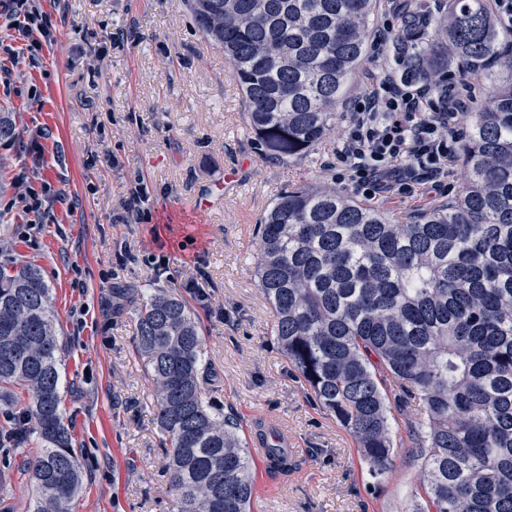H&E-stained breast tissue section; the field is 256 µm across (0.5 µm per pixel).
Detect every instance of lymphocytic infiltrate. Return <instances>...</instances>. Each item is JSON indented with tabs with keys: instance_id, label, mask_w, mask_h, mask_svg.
<instances>
[{
	"instance_id": "1",
	"label": "lymphocytic infiltrate",
	"mask_w": 512,
	"mask_h": 512,
	"mask_svg": "<svg viewBox=\"0 0 512 512\" xmlns=\"http://www.w3.org/2000/svg\"><path fill=\"white\" fill-rule=\"evenodd\" d=\"M8 11L20 39H50V14L28 0H10ZM427 67L415 55L391 64L376 53L369 58V86L344 112L341 134L323 162L365 199L409 202L423 193L442 195L457 177L464 135L459 119L474 97L452 81L437 93L417 83Z\"/></svg>"
}]
</instances>
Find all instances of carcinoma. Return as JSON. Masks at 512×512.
<instances>
[{"label":"carcinoma","instance_id":"carcinoma-1","mask_svg":"<svg viewBox=\"0 0 512 512\" xmlns=\"http://www.w3.org/2000/svg\"><path fill=\"white\" fill-rule=\"evenodd\" d=\"M453 2L423 51L492 83L464 113L457 197L396 221L332 187L288 188L257 225L256 275L280 350L373 476L393 464L392 403L415 401L408 434L427 505L411 512H512V33L494 27L486 0ZM186 3L224 53L265 156L288 165L316 151L367 60L374 0ZM135 331L176 512H249L251 454L208 398L197 314L156 288ZM58 351L40 266L0 269V404L14 408L25 390L16 430L44 442L26 462L28 512H74L82 487ZM268 452L288 473L284 449Z\"/></svg>","mask_w":512,"mask_h":512}]
</instances>
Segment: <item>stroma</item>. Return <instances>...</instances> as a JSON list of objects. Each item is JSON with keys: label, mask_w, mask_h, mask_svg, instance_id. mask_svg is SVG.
<instances>
[{"label": "stroma", "mask_w": 512, "mask_h": 512, "mask_svg": "<svg viewBox=\"0 0 512 512\" xmlns=\"http://www.w3.org/2000/svg\"><path fill=\"white\" fill-rule=\"evenodd\" d=\"M54 36L37 63L0 16V113L16 136L0 141V265H40L60 332L62 411L84 475L77 512H175L162 472L163 435L138 354L131 299L116 288H165L186 298L204 335L212 400L250 438L256 421L302 451L288 474L253 467L251 512H406L420 496L405 432L389 474L372 478L346 429L315 402L271 333L257 288L255 225L291 184L335 186L322 162L327 141L283 167L246 130L241 93L221 51L195 29L184 0H36ZM134 28L120 45L102 30ZM47 139L35 144L37 131ZM63 193L56 223L16 203L22 176ZM148 187L152 220L126 224L135 178ZM197 282L206 299L188 289ZM0 411V512H27L23 456Z\"/></svg>", "instance_id": "obj_1"}]
</instances>
